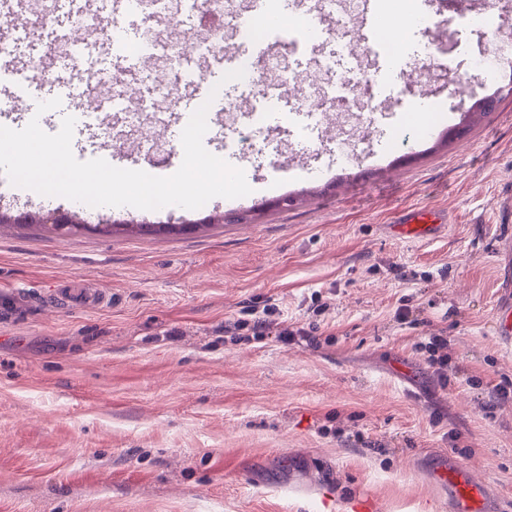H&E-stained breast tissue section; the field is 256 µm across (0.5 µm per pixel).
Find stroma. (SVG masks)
Instances as JSON below:
<instances>
[{
  "label": "stroma",
  "instance_id": "1",
  "mask_svg": "<svg viewBox=\"0 0 512 512\" xmlns=\"http://www.w3.org/2000/svg\"><path fill=\"white\" fill-rule=\"evenodd\" d=\"M478 2L500 28L478 36L448 11L430 85H378L382 58L360 62L356 92L378 105L356 146L372 184L328 137L273 117L259 150L225 154L220 121L203 140L245 172L238 205L257 215L244 223H215L221 197L146 213L0 179V211L76 208L86 225L0 231V512H448L434 472L451 456L512 512V394H493L512 383L496 325L512 297V99L467 116L487 93L473 74L482 52L512 56V0ZM98 57L88 48L82 73L37 86L61 100L47 133ZM422 98L435 119L470 124L467 142L404 141ZM125 131L113 115L114 166L179 168L170 134L157 150ZM413 209L447 215V232L401 237L392 225ZM270 305L269 335L230 329ZM433 336L446 370L429 362Z\"/></svg>",
  "mask_w": 512,
  "mask_h": 512
}]
</instances>
